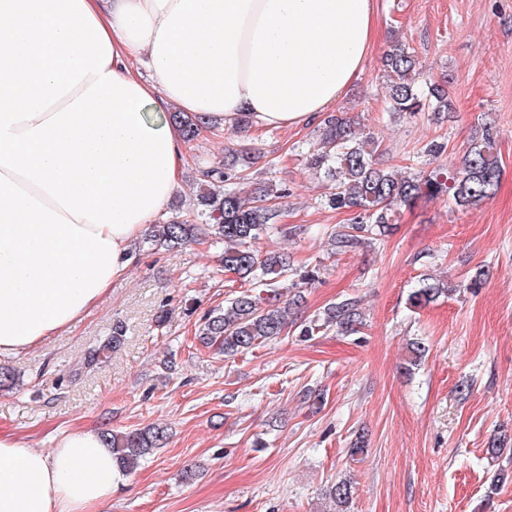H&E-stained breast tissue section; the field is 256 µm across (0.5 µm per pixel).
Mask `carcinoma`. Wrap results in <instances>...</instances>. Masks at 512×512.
<instances>
[{
    "instance_id": "carcinoma-1",
    "label": "carcinoma",
    "mask_w": 512,
    "mask_h": 512,
    "mask_svg": "<svg viewBox=\"0 0 512 512\" xmlns=\"http://www.w3.org/2000/svg\"><path fill=\"white\" fill-rule=\"evenodd\" d=\"M387 77V112L391 117L412 118L427 110H452L448 89L439 82L419 83V61L399 40L390 43L383 58ZM169 120L181 127L186 141L200 133L195 118L174 111ZM317 149L306 157L308 166L319 175L327 189V204L351 215V223L328 235L331 254L345 255L363 247L374 236H385L397 220L401 207H412L423 198L448 197L458 210H468L494 195L502 164L497 152V131L485 127L481 139L474 141L457 162H448L430 171H398L380 166L368 137L359 133L344 115L330 114L319 127ZM256 154L219 165L201 163L202 184L196 198L197 217L205 225L176 213L164 224H153L147 240L154 246L174 248L195 243L212 228L214 240L222 245L220 264L238 279L261 287L225 302L210 311L199 325L197 340L201 347L215 349L226 357L244 354L269 343L287 329L300 328L303 337L316 336L329 328L340 334H356L362 325L359 300L346 298L328 305L323 316L306 323L298 321L293 305L301 298V288L318 278L315 270H298L291 258L279 251L260 254L253 249L264 235L280 233V210L275 200L285 190L269 181L256 183L248 193L237 188L248 183L245 171L251 168ZM449 292L444 283L426 277L409 295V304L421 308ZM122 329H112L107 343L88 352L86 365L99 361L101 355L120 345ZM115 461L125 472L136 469L141 461L166 446L167 436L159 427L147 426L129 431H103ZM351 493L349 482L342 480L327 491L334 512H344Z\"/></svg>"
}]
</instances>
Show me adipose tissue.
Returning a JSON list of instances; mask_svg holds the SVG:
<instances>
[{"label":"adipose tissue","instance_id":"obj_1","mask_svg":"<svg viewBox=\"0 0 512 512\" xmlns=\"http://www.w3.org/2000/svg\"><path fill=\"white\" fill-rule=\"evenodd\" d=\"M377 0H0V355L67 333L126 274L202 130L301 128L377 36ZM98 433L0 435V512H103Z\"/></svg>","mask_w":512,"mask_h":512}]
</instances>
